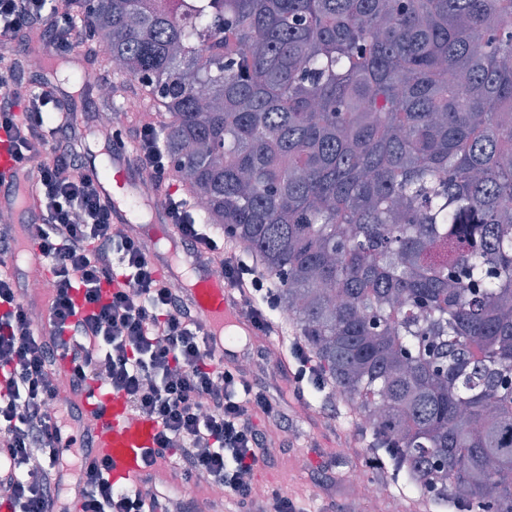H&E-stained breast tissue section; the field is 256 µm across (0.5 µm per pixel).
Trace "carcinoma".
I'll return each mask as SVG.
<instances>
[{"label": "carcinoma", "mask_w": 512, "mask_h": 512, "mask_svg": "<svg viewBox=\"0 0 512 512\" xmlns=\"http://www.w3.org/2000/svg\"><path fill=\"white\" fill-rule=\"evenodd\" d=\"M186 2L95 0L98 68L392 480L512 512V0Z\"/></svg>", "instance_id": "1"}]
</instances>
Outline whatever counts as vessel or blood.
Returning <instances> with one entry per match:
<instances>
[{"label":"vessel or blood","mask_w":512,"mask_h":512,"mask_svg":"<svg viewBox=\"0 0 512 512\" xmlns=\"http://www.w3.org/2000/svg\"><path fill=\"white\" fill-rule=\"evenodd\" d=\"M110 161L102 167L96 159H88L85 175L94 179L100 196L112 211L117 224L131 223L132 205L146 202L142 217L147 229L148 244L171 239L161 199L152 195L147 171L131 165L124 149L104 146ZM40 199L31 174L22 171L15 159V147L10 135L0 127V208L25 221L38 212ZM160 271L177 279L185 288L196 312L208 331L217 337L249 334L248 324L237 320L231 289L187 251L161 253L156 257ZM80 407L84 414L90 446L111 467L113 480L124 485L136 484L143 472L145 452L155 445L157 425L146 416L133 415L123 396L93 387L84 394Z\"/></svg>","instance_id":"1"}]
</instances>
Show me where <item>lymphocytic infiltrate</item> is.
I'll list each match as a JSON object with an SVG mask.
<instances>
[{"mask_svg": "<svg viewBox=\"0 0 512 512\" xmlns=\"http://www.w3.org/2000/svg\"><path fill=\"white\" fill-rule=\"evenodd\" d=\"M90 12L62 0H0V37L40 32L55 53L65 54L79 47L80 22ZM57 106L29 90L10 56L0 54V126L12 131L17 159L41 197L31 223L0 225V503L8 512H57L65 464L55 448L65 440L76 448L72 461L83 484L75 512H169L156 493L117 487L107 461L78 445L71 423L96 382L159 426L144 479L166 469L172 484H192L203 474L244 512H310L307 502L276 490L253 494L249 477L286 445L287 415L250 371L225 362L182 289L160 275L139 237L113 223L83 172L71 114L50 119ZM137 161L162 193L175 238L205 266L223 269L239 314L259 338L274 335L280 305L274 279L195 222L190 201L171 189L174 164L153 126L137 133ZM31 247L51 276L44 330L13 269ZM284 363L285 390L313 388L332 402L320 365L300 338L290 342ZM35 448L41 460H33Z\"/></svg>", "mask_w": 512, "mask_h": 512, "instance_id": "1", "label": "lymphocytic infiltrate"}]
</instances>
